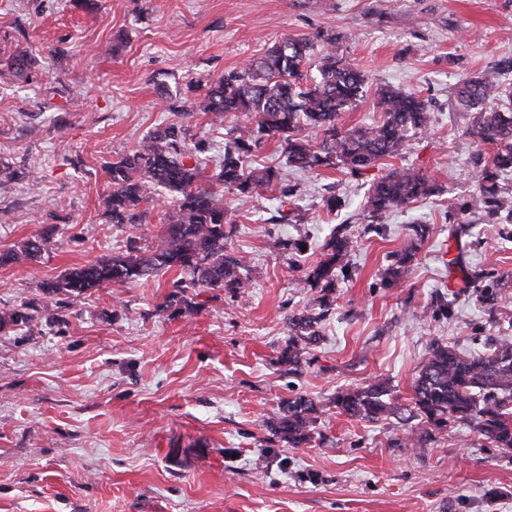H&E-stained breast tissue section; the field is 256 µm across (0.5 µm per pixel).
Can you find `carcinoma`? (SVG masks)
<instances>
[{
	"label": "carcinoma",
	"mask_w": 512,
	"mask_h": 512,
	"mask_svg": "<svg viewBox=\"0 0 512 512\" xmlns=\"http://www.w3.org/2000/svg\"><path fill=\"white\" fill-rule=\"evenodd\" d=\"M318 59L317 75L308 73L311 45L306 40L284 38L264 56L230 70L209 86L199 111L229 117L233 135L213 173L211 187L198 188L205 176L209 146L194 141L184 126L168 125L146 136L131 153L107 168L112 187L106 213L114 224H144L158 211L160 233L148 250L132 242L124 253L70 269L44 285L49 297H81L104 286L121 288L162 271L177 269L183 277L173 283L176 291L168 303L192 288H222L232 295L248 287L239 270L246 258L224 252L234 233L224 207V193L231 192L246 204L264 188L282 185L273 167H255L252 160L265 140L279 139L288 166L301 171L338 168L361 175L385 158L400 155L407 134L424 130L431 122L427 102L414 93L381 88L380 119L364 126L345 127L341 114L364 96L367 79L353 63L336 52V40ZM512 57L499 59L491 69L463 77L455 90L458 101L473 110L467 135L476 147L491 146L489 157L478 151L473 163L480 167L476 191L457 199L453 215L473 210L486 223L496 224L501 212L512 217V200L501 195L500 179L512 174ZM312 129L313 140L303 134ZM434 192L424 174L415 168H394L369 186L365 207L372 217L404 208ZM425 229L411 227L406 245L390 255L381 274L384 288H395L408 273ZM43 241L27 240L0 253V265H21L42 251ZM353 248L343 228L333 229L323 244L322 259L304 270L302 283L321 288L320 311L307 309L289 318L292 335L281 360L295 371L302 349L321 338L329 310V294L336 270L348 266ZM462 285L442 295L434 315L452 317L455 301L474 295L491 314L512 302L508 281L495 267L462 270ZM413 416L426 432L455 423L469 425L494 448L512 450V338L489 339L481 350L461 351L455 345L435 343L421 362L412 384ZM332 404L341 413L359 420L376 421L394 413L393 389L384 378L360 387L339 390ZM323 406L298 395L288 399L282 413L267 427L291 448L309 442Z\"/></svg>",
	"instance_id": "cac0c4a2"
}]
</instances>
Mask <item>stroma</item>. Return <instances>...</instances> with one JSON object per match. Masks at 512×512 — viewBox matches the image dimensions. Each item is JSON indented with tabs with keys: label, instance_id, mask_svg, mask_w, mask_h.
<instances>
[{
	"label": "stroma",
	"instance_id": "35a3bbf8",
	"mask_svg": "<svg viewBox=\"0 0 512 512\" xmlns=\"http://www.w3.org/2000/svg\"><path fill=\"white\" fill-rule=\"evenodd\" d=\"M286 36L317 57L335 37L367 76L344 126L378 119L386 85L427 100L430 125L359 177L293 171L267 140L256 160L298 185L305 218L281 221L270 193L235 211L227 250L247 259L244 294L190 290L170 306V270L60 295L55 319L0 326V512H512V453L468 427L436 430L423 448L393 445L414 424L412 384L432 342L512 336V319L473 296L452 318L432 314L456 282L450 256L512 279V224L500 235L475 213L448 242V212L477 183L454 87L512 55V0H0V252L56 228L35 260L0 266V314L41 307L43 282L124 252L128 239L148 248L158 223L105 213L107 165L170 123L223 146L231 121L197 101ZM21 53L32 62L20 74L11 58ZM401 166L437 194L368 229L369 185ZM331 191L344 205L329 215ZM337 224L356 245L322 338L293 374L280 362L288 317L318 292L301 286L284 246L306 240L317 260ZM412 224L430 234L404 281L381 287ZM377 377L390 380L395 413L357 420L330 406L337 389ZM298 395L327 410L315 441L291 448L264 421Z\"/></svg>",
	"mask_w": 512,
	"mask_h": 512
}]
</instances>
